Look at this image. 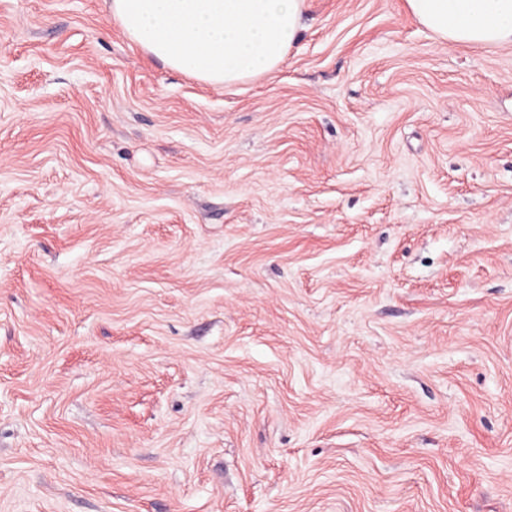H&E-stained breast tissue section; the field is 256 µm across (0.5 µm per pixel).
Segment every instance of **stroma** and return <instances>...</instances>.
<instances>
[{
	"label": "stroma",
	"mask_w": 512,
	"mask_h": 512,
	"mask_svg": "<svg viewBox=\"0 0 512 512\" xmlns=\"http://www.w3.org/2000/svg\"><path fill=\"white\" fill-rule=\"evenodd\" d=\"M303 12L224 87L0 0V512H512V46Z\"/></svg>",
	"instance_id": "35a3bbf8"
}]
</instances>
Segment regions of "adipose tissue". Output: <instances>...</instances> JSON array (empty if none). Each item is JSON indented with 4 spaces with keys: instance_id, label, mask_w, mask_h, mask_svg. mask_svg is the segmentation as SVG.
I'll list each match as a JSON object with an SVG mask.
<instances>
[{
    "instance_id": "adipose-tissue-1",
    "label": "adipose tissue",
    "mask_w": 512,
    "mask_h": 512,
    "mask_svg": "<svg viewBox=\"0 0 512 512\" xmlns=\"http://www.w3.org/2000/svg\"><path fill=\"white\" fill-rule=\"evenodd\" d=\"M442 40L512 45V0H406ZM304 0H109L127 38L166 66L222 86L278 69L302 30Z\"/></svg>"
}]
</instances>
